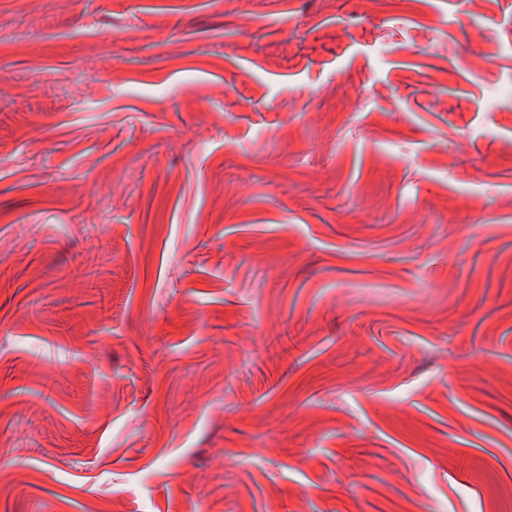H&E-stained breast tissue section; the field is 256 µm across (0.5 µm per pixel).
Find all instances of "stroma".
Here are the masks:
<instances>
[{"label":"stroma","mask_w":512,"mask_h":512,"mask_svg":"<svg viewBox=\"0 0 512 512\" xmlns=\"http://www.w3.org/2000/svg\"><path fill=\"white\" fill-rule=\"evenodd\" d=\"M512 0H0V512H512Z\"/></svg>","instance_id":"obj_1"}]
</instances>
